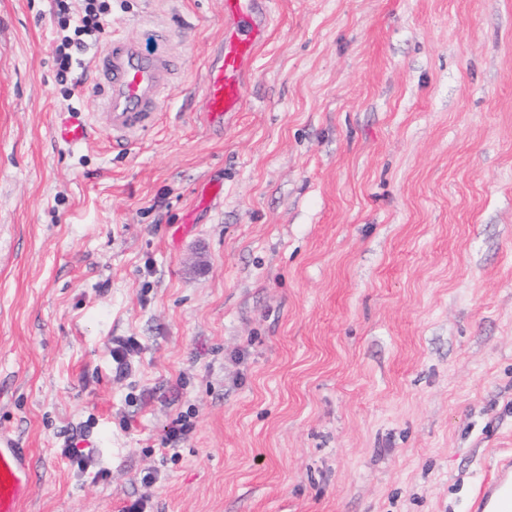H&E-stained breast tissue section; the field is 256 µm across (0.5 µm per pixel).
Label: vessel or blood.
<instances>
[{
  "label": "vessel or blood",
  "instance_id": "obj_1",
  "mask_svg": "<svg viewBox=\"0 0 512 512\" xmlns=\"http://www.w3.org/2000/svg\"><path fill=\"white\" fill-rule=\"evenodd\" d=\"M273 5L274 0H224V39L208 62L197 107L209 127L223 129L225 115L242 111L246 76L268 38ZM93 71L107 127L113 141L122 144L154 125L175 66L166 53H145L135 41L116 36L95 57ZM51 133L57 144L75 147L92 140L94 126L83 112H61ZM30 489L24 449L0 436V512H19ZM477 501L492 512H512V476L483 482Z\"/></svg>",
  "mask_w": 512,
  "mask_h": 512
}]
</instances>
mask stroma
I'll use <instances>...</instances> for the list:
<instances>
[{
    "mask_svg": "<svg viewBox=\"0 0 512 512\" xmlns=\"http://www.w3.org/2000/svg\"><path fill=\"white\" fill-rule=\"evenodd\" d=\"M54 10L0 0L21 512H473L512 454V0H276L220 132L193 98L224 0H112L109 34L176 59L123 149L95 49L57 75ZM72 107L99 131L69 150L51 124Z\"/></svg>",
    "mask_w": 512,
    "mask_h": 512,
    "instance_id": "35a3bbf8",
    "label": "stroma"
}]
</instances>
